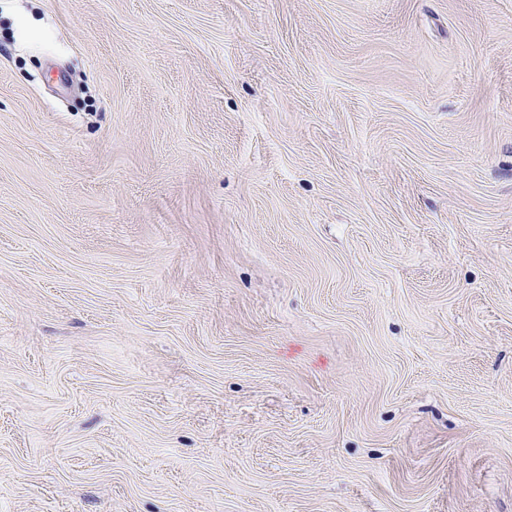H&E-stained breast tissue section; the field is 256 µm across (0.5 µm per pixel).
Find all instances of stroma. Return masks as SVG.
Instances as JSON below:
<instances>
[{"mask_svg": "<svg viewBox=\"0 0 512 512\" xmlns=\"http://www.w3.org/2000/svg\"><path fill=\"white\" fill-rule=\"evenodd\" d=\"M0 512H512V0H0Z\"/></svg>", "mask_w": 512, "mask_h": 512, "instance_id": "obj_1", "label": "stroma"}]
</instances>
